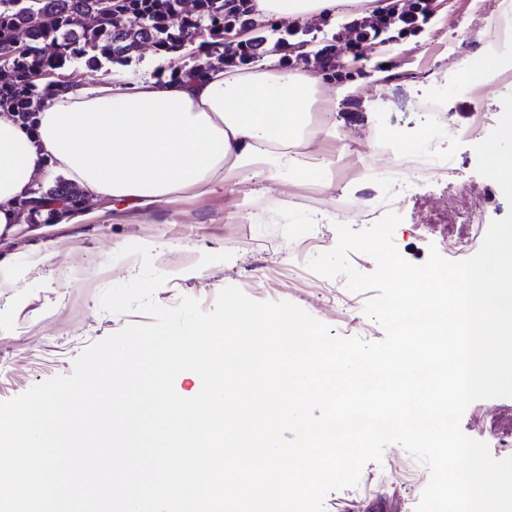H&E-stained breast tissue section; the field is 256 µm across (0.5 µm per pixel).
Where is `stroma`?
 <instances>
[{
    "label": "stroma",
    "instance_id": "1",
    "mask_svg": "<svg viewBox=\"0 0 512 512\" xmlns=\"http://www.w3.org/2000/svg\"><path fill=\"white\" fill-rule=\"evenodd\" d=\"M500 2L437 0L425 32L323 72L313 131L296 159L303 167L325 164L326 178L265 173L210 195L177 193L134 208L79 189L66 219L47 209L6 225L0 261L15 270L0 280V401L71 374L88 345L149 323L140 312L100 307L107 288L140 271L138 257L118 255L130 244L150 247L154 268L165 274L154 294L161 306L188 296L209 311L219 291L233 285L256 301L298 305L332 335L382 339L383 328L364 312L371 292L350 291L345 277L320 275L308 261L336 247V224L362 231L358 211L400 215L395 246L421 264L430 250L445 252L461 224H487L512 210L497 184L476 173L473 151L512 94V68L468 91L456 86L463 64L490 40ZM432 96L441 111H420L419 101ZM438 154L448 157L450 172L411 178L408 161ZM460 426L479 441L491 429L511 434L512 398L473 402ZM429 480L426 466L391 444L357 485L329 492L323 512H414Z\"/></svg>",
    "mask_w": 512,
    "mask_h": 512
}]
</instances>
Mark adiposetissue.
I'll return each instance as SVG.
<instances>
[{
	"label": "adipose tissue",
	"instance_id": "obj_1",
	"mask_svg": "<svg viewBox=\"0 0 512 512\" xmlns=\"http://www.w3.org/2000/svg\"><path fill=\"white\" fill-rule=\"evenodd\" d=\"M341 0H252L261 21L335 15ZM321 82L306 66L217 65L160 80L117 70L67 85L28 125L0 113V228L18 202L58 173L90 197L150 205L180 191L210 194L263 172L300 174L288 153L309 125Z\"/></svg>",
	"mask_w": 512,
	"mask_h": 512
}]
</instances>
